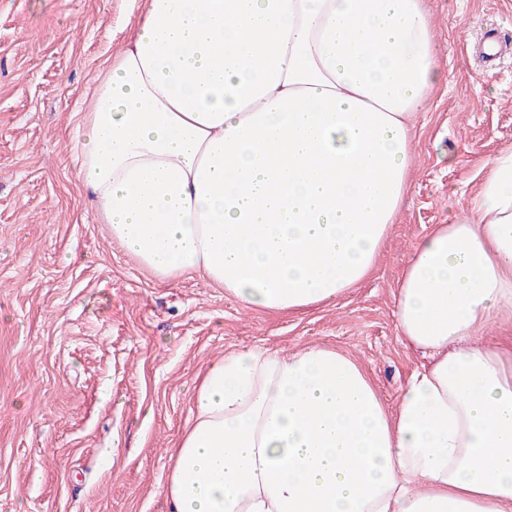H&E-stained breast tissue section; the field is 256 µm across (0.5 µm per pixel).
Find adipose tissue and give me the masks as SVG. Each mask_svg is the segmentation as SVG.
<instances>
[{
  "label": "adipose tissue",
  "instance_id": "ef3b65f1",
  "mask_svg": "<svg viewBox=\"0 0 512 512\" xmlns=\"http://www.w3.org/2000/svg\"><path fill=\"white\" fill-rule=\"evenodd\" d=\"M442 78L424 0H147L94 88L78 177L159 280L299 309L369 273ZM512 151L414 245L403 338L430 353L395 413L349 356L211 365L171 456L172 512H512ZM482 343L493 344L496 341L512 336V310L501 311L496 318L477 334Z\"/></svg>",
  "mask_w": 512,
  "mask_h": 512
}]
</instances>
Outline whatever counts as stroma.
I'll return each instance as SVG.
<instances>
[{
  "mask_svg": "<svg viewBox=\"0 0 512 512\" xmlns=\"http://www.w3.org/2000/svg\"><path fill=\"white\" fill-rule=\"evenodd\" d=\"M444 81L412 130L404 203L367 277L333 301L268 312L193 273L166 282L113 240L76 177L77 127L144 0H0V512H171L170 452L205 370L260 348L356 360L387 410L428 362L400 334L415 242L473 204L512 149V0H426ZM511 45V41L506 40L504 35L502 36L497 30L492 29L483 35L479 49L485 58L493 60Z\"/></svg>",
  "mask_w": 512,
  "mask_h": 512,
  "instance_id": "stroma-1",
  "label": "stroma"
}]
</instances>
